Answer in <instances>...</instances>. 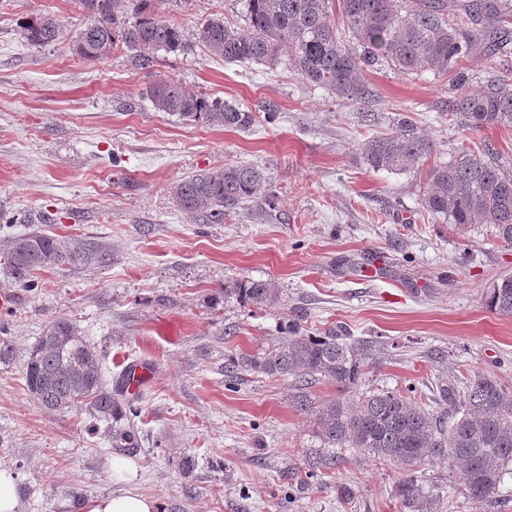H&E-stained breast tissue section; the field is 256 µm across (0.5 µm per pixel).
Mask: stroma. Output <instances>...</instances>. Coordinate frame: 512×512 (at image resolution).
<instances>
[{
	"label": "stroma",
	"instance_id": "obj_1",
	"mask_svg": "<svg viewBox=\"0 0 512 512\" xmlns=\"http://www.w3.org/2000/svg\"><path fill=\"white\" fill-rule=\"evenodd\" d=\"M188 51L137 69L126 51L90 61L73 38L79 0H0V261L12 240L43 233L91 245V264L62 262L0 289V465L21 488V512H79L89 496L131 490L161 512H405L414 479L443 496L446 512H512V477L500 507L479 508L448 459L405 472L352 449L334 475L307 477L326 450L295 381L257 372L224 375L231 354L263 355L290 312L321 331L372 341L362 390H398L447 411L442 390L473 373L512 388V317L484 293L512 276V246L492 225L461 230L420 205L425 167L373 171L359 147L408 116L434 144L432 160L492 143L512 157V130L449 121L452 78L365 71L375 96L360 104L302 80L287 63H227L195 39L216 13L245 27L243 0H159ZM34 14L62 29L29 45ZM175 82L253 114L244 130L205 128L153 109L145 92ZM263 169L268 195L214 224L180 210L181 179L227 164ZM235 278L271 281L275 302L256 309L225 298ZM72 321L115 385L129 364L151 376L138 418L126 404L101 418L82 404L46 409L29 394L24 362L50 321ZM133 429L130 441L117 432ZM116 460L130 462L116 472Z\"/></svg>",
	"mask_w": 512,
	"mask_h": 512
}]
</instances>
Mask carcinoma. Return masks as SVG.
Returning a JSON list of instances; mask_svg holds the SVG:
<instances>
[{
    "label": "carcinoma",
    "mask_w": 512,
    "mask_h": 512,
    "mask_svg": "<svg viewBox=\"0 0 512 512\" xmlns=\"http://www.w3.org/2000/svg\"><path fill=\"white\" fill-rule=\"evenodd\" d=\"M129 3L127 12L119 0H81L88 20L75 35L77 53L94 61L123 47L136 66L146 69L156 53L185 47L180 28L158 16L156 0ZM245 8L246 28L215 16L197 29L198 43L228 63L284 58L306 82L357 103L374 96L363 72L379 63L404 75L428 70L452 74L460 93L448 100L450 120L477 131L512 129V77L493 74L473 88L458 70L461 59L474 53L512 55V0H245ZM21 28L36 47L61 35L49 15L31 16ZM148 97L156 111L201 126L246 129L254 121L250 112L222 99L191 94L177 83L154 86ZM397 128L362 142L360 155L369 168L402 173L432 154V143L415 131L408 117L399 119ZM425 185L421 205L428 213L461 228L490 224L496 238L512 245V166L494 145L485 143L478 152L464 149L434 164ZM266 187L261 168L227 164L180 180L172 196L183 212L221 223ZM77 257L90 262L95 253L31 233L12 241L5 265L15 283L31 288L38 271ZM224 296L262 308L277 293L268 281L233 279L224 284ZM485 300L490 310L511 317L512 277L493 283ZM369 358L365 342L322 333L294 312L283 321L281 336L268 353L231 355L224 361V373L231 379L246 371L292 377L298 387L296 407L314 414L316 432L327 447L353 448L403 471L447 457L463 476L473 502L496 504L505 475H512V390L481 373L461 388L448 385L451 412L445 426L430 406L400 392H358ZM320 380L335 385L338 397L314 410L306 389ZM25 383L29 394L49 410H71L88 401L105 416L116 402L104 382L100 356L64 317L51 321L30 351ZM351 393L358 394L354 403L347 399ZM402 497L412 512L433 506L411 479L402 484Z\"/></svg>",
    "instance_id": "carcinoma-1"
}]
</instances>
